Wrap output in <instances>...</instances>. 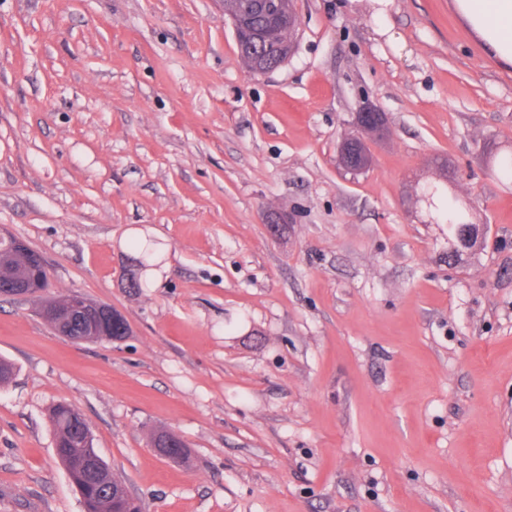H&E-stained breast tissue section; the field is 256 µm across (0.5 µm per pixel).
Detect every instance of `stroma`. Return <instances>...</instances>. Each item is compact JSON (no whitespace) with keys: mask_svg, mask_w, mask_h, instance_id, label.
Instances as JSON below:
<instances>
[{"mask_svg":"<svg viewBox=\"0 0 512 512\" xmlns=\"http://www.w3.org/2000/svg\"><path fill=\"white\" fill-rule=\"evenodd\" d=\"M295 5L256 76L224 0H0V230L130 327L74 343L0 296V512H82L60 401L143 512H512V179L484 155L512 153V67L452 0ZM365 101L390 136L353 173ZM438 202L435 203L436 210L438 211L440 217L446 221H448L449 226L453 227L455 230V234L458 239V234L460 233V246L462 249H473L476 247V239H472V237H463L462 231L464 228H467L474 224H469L470 222L467 219V213L465 209L459 205V203L450 197H439ZM459 242V239H458ZM459 242V243H460ZM74 408L66 402H58L50 410V418L56 435V445L64 447L73 439V431L70 420L71 409Z\"/></svg>","mask_w":512,"mask_h":512,"instance_id":"stroma-1","label":"stroma"}]
</instances>
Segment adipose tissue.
Returning a JSON list of instances; mask_svg holds the SVG:
<instances>
[{"label": "adipose tissue", "mask_w": 512, "mask_h": 512, "mask_svg": "<svg viewBox=\"0 0 512 512\" xmlns=\"http://www.w3.org/2000/svg\"><path fill=\"white\" fill-rule=\"evenodd\" d=\"M453 5L487 53L512 65V0H453Z\"/></svg>", "instance_id": "ef3b65f1"}]
</instances>
